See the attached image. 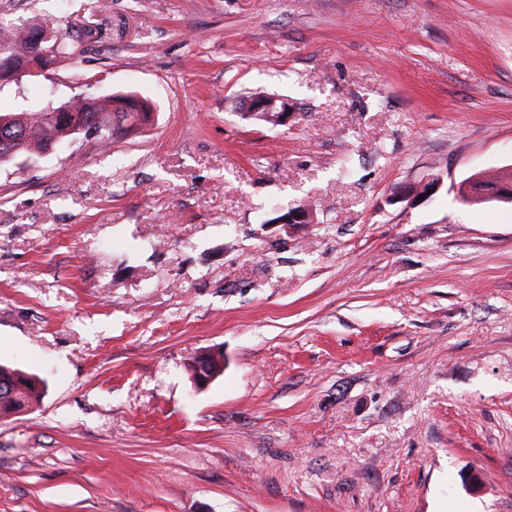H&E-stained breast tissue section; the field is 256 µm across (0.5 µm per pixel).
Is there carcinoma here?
Listing matches in <instances>:
<instances>
[{"mask_svg":"<svg viewBox=\"0 0 512 512\" xmlns=\"http://www.w3.org/2000/svg\"><path fill=\"white\" fill-rule=\"evenodd\" d=\"M48 32L46 20L37 12L31 13L19 32L0 22V87L5 76L21 75L31 62L43 67L60 60L77 62L84 52L82 45L54 38ZM152 112L151 102L134 93L99 99L77 94L59 107L9 112L12 126L27 135L16 143L0 144V164L16 161L8 157L13 149L19 156H36L82 136L110 147L120 135L139 133L151 121ZM511 178L500 169L477 172L458 184L456 194L464 203L483 204L500 183ZM44 390V382L37 376L0 364V419L40 403Z\"/></svg>","mask_w":512,"mask_h":512,"instance_id":"carcinoma-1","label":"carcinoma"}]
</instances>
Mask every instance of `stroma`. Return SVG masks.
<instances>
[{
    "label": "stroma",
    "mask_w": 512,
    "mask_h": 512,
    "mask_svg": "<svg viewBox=\"0 0 512 512\" xmlns=\"http://www.w3.org/2000/svg\"><path fill=\"white\" fill-rule=\"evenodd\" d=\"M82 42L0 111L154 121L0 167V512H512V0H0ZM262 90L293 127L256 123ZM436 177L415 203L399 187ZM301 204L315 223L274 219ZM218 350L206 388L187 364ZM511 175L512 172L505 173L502 169L477 172L458 184L456 194L462 202L467 204L487 203L491 201L488 197L494 196L491 193L500 183L512 179ZM44 390V382L37 376L0 364V419L39 404Z\"/></svg>",
    "instance_id": "obj_1"
}]
</instances>
